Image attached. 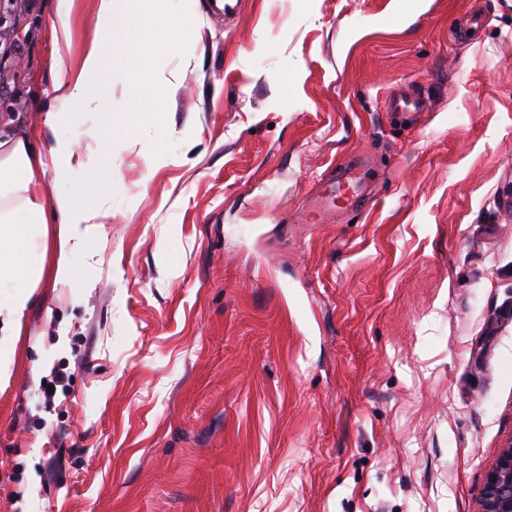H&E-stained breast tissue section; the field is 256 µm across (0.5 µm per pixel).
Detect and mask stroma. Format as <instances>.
<instances>
[{"label": "stroma", "instance_id": "1", "mask_svg": "<svg viewBox=\"0 0 512 512\" xmlns=\"http://www.w3.org/2000/svg\"><path fill=\"white\" fill-rule=\"evenodd\" d=\"M4 9L7 133L114 181L6 351L0 512H478L512 439V0H173L190 37L79 113L51 65L97 0ZM339 165L371 199L312 220Z\"/></svg>", "mask_w": 512, "mask_h": 512}]
</instances>
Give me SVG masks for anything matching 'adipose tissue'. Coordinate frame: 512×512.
I'll list each match as a JSON object with an SVG mask.
<instances>
[{
	"mask_svg": "<svg viewBox=\"0 0 512 512\" xmlns=\"http://www.w3.org/2000/svg\"><path fill=\"white\" fill-rule=\"evenodd\" d=\"M116 0H98V16L106 26L83 56L79 69L67 73L55 86L59 99L84 108L99 103L107 94L99 80L112 65L114 50L123 51L132 65L150 59L157 39L140 36L144 18L116 12ZM55 169L58 173L81 172L72 193L55 196L45 206L36 181L38 172ZM112 170L106 158L83 161L73 140L56 139L49 151L36 149L31 140L7 135L0 138V289L7 295L0 302V330L20 335L25 312L38 287L43 264L34 249L46 238H54L55 281L74 278V257L84 251L100 216L94 200L111 187ZM54 208L55 219H48L47 208Z\"/></svg>",
	"mask_w": 512,
	"mask_h": 512,
	"instance_id": "adipose-tissue-1",
	"label": "adipose tissue"
}]
</instances>
